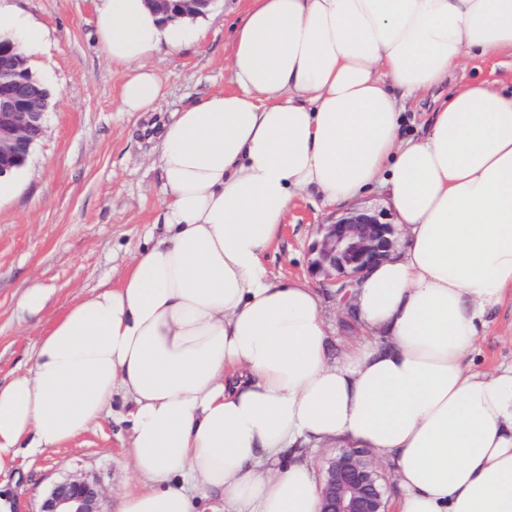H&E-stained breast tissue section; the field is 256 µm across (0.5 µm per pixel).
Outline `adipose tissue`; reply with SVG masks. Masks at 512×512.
<instances>
[{"label": "adipose tissue", "mask_w": 512, "mask_h": 512, "mask_svg": "<svg viewBox=\"0 0 512 512\" xmlns=\"http://www.w3.org/2000/svg\"><path fill=\"white\" fill-rule=\"evenodd\" d=\"M95 34L120 111L146 113L165 94L147 58L202 31L147 0H102ZM505 53L512 0H252L234 89L156 134L162 233L0 385V472L119 395L145 487L118 512H319L310 443L385 458L398 512H512V371L467 363L512 295V91L455 85L417 139L401 138L399 106ZM377 185L403 238L337 297L361 336L333 362L322 293L264 258L297 193L336 206Z\"/></svg>", "instance_id": "1"}]
</instances>
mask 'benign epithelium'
<instances>
[{
    "instance_id": "7a95c632",
    "label": "benign epithelium",
    "mask_w": 512,
    "mask_h": 512,
    "mask_svg": "<svg viewBox=\"0 0 512 512\" xmlns=\"http://www.w3.org/2000/svg\"><path fill=\"white\" fill-rule=\"evenodd\" d=\"M213 0H149L163 16H196ZM26 60L13 58L0 68V178L29 160L45 133L44 107L23 73ZM312 247L313 273L340 294L373 265L387 259L398 231L383 209L353 208L335 221L318 225ZM102 490L72 476L56 483L39 512H101ZM320 512H388L384 477L374 457L357 448H338L327 460L321 482Z\"/></svg>"
}]
</instances>
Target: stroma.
Returning a JSON list of instances; mask_svg holds the SVG:
<instances>
[{"label": "stroma", "mask_w": 512, "mask_h": 512, "mask_svg": "<svg viewBox=\"0 0 512 512\" xmlns=\"http://www.w3.org/2000/svg\"><path fill=\"white\" fill-rule=\"evenodd\" d=\"M100 0H9L10 6L42 26L46 40L27 57L31 70L49 87L51 106L45 135L15 189L0 199V383L25 372L34 348L75 299L117 287L132 254L145 247L153 225L162 223L167 202L155 140L147 124L216 91L231 88L228 57L249 0H214L200 16L203 37L179 51L162 49L147 60L165 96L155 111L118 109L122 80L113 74L94 30ZM481 80L512 86V56L469 61L449 85ZM317 196L294 197L288 223L265 263L274 276H309L314 284L312 244L318 225L338 215ZM46 289L44 311L35 318L19 308L25 288ZM324 315L330 357L338 359L360 335L349 309L327 294ZM474 368L498 373L512 368V300L491 310L470 358ZM122 399L112 403L101 425L33 456L0 474V495L12 512H39L51 487L72 475L96 480L103 512H116L118 495L137 489L121 420Z\"/></svg>", "instance_id": "obj_1"}]
</instances>
